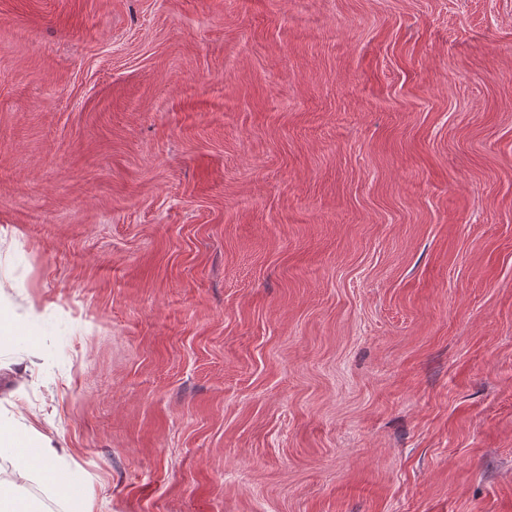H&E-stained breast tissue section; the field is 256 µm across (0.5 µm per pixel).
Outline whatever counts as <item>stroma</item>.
I'll list each match as a JSON object with an SVG mask.
<instances>
[{
	"mask_svg": "<svg viewBox=\"0 0 512 512\" xmlns=\"http://www.w3.org/2000/svg\"><path fill=\"white\" fill-rule=\"evenodd\" d=\"M0 302L92 512H512V0H0Z\"/></svg>",
	"mask_w": 512,
	"mask_h": 512,
	"instance_id": "1",
	"label": "stroma"
}]
</instances>
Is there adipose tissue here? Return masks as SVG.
<instances>
[{
	"instance_id": "adipose-tissue-1",
	"label": "adipose tissue",
	"mask_w": 512,
	"mask_h": 512,
	"mask_svg": "<svg viewBox=\"0 0 512 512\" xmlns=\"http://www.w3.org/2000/svg\"><path fill=\"white\" fill-rule=\"evenodd\" d=\"M56 448L32 434H21L11 421L0 418V456L10 459L21 472L38 473L62 494L70 498V512H89L83 497L72 495L68 474L54 464Z\"/></svg>"
}]
</instances>
